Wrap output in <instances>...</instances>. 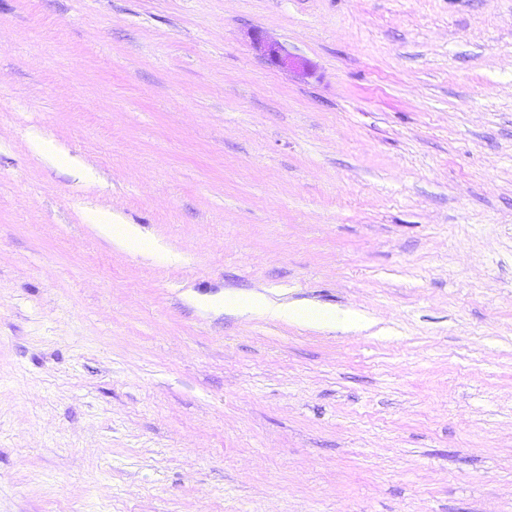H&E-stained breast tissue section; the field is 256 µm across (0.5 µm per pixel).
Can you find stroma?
Segmentation results:
<instances>
[{
  "label": "stroma",
  "mask_w": 512,
  "mask_h": 512,
  "mask_svg": "<svg viewBox=\"0 0 512 512\" xmlns=\"http://www.w3.org/2000/svg\"><path fill=\"white\" fill-rule=\"evenodd\" d=\"M0 512H512V0H0ZM255 48L261 53L266 61L274 66L288 68V66H298L300 62L288 54L281 47H277L273 44H269L264 39L256 34L254 36ZM102 230L112 235L113 241L117 243H126L138 235V229L131 224H112L109 216H103L98 224Z\"/></svg>",
  "instance_id": "stroma-1"
}]
</instances>
